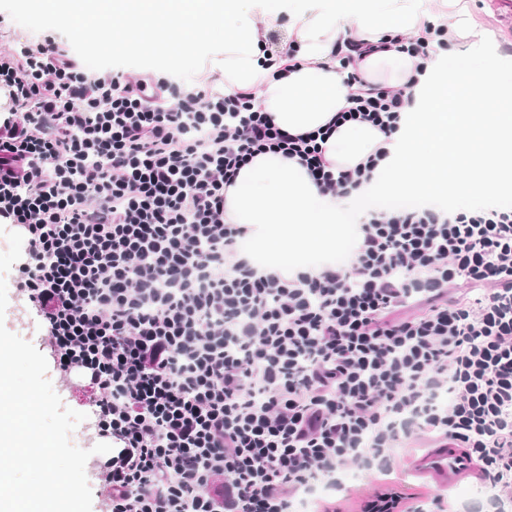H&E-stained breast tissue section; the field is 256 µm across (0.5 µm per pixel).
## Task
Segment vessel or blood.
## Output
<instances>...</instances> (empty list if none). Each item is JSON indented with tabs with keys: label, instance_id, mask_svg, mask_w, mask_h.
<instances>
[{
	"label": "vessel or blood",
	"instance_id": "obj_1",
	"mask_svg": "<svg viewBox=\"0 0 512 512\" xmlns=\"http://www.w3.org/2000/svg\"><path fill=\"white\" fill-rule=\"evenodd\" d=\"M410 468L438 490L447 489L478 472L477 465L469 459L465 449L448 443L413 457Z\"/></svg>",
	"mask_w": 512,
	"mask_h": 512
}]
</instances>
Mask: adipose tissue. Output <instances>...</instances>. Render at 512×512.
I'll list each match as a JSON object with an SVG mask.
<instances>
[{
  "instance_id": "1",
  "label": "adipose tissue",
  "mask_w": 512,
  "mask_h": 512,
  "mask_svg": "<svg viewBox=\"0 0 512 512\" xmlns=\"http://www.w3.org/2000/svg\"><path fill=\"white\" fill-rule=\"evenodd\" d=\"M263 2L269 17L285 11L291 18L299 67L284 78L259 64L261 34L248 17L249 0H54L39 22L45 30H65L81 14L102 19V38L119 53L134 38L158 35L188 49L203 26L225 21V93L257 88L262 111L291 135L316 130L347 107L345 38L376 43L415 35L426 19L447 26L449 38L460 35L437 0H321L314 13L297 0ZM415 64L394 47L367 56L358 68L368 82L396 86L415 75ZM417 77L414 101L394 134L356 122L328 139L326 157L338 168L385 149L371 180L349 197L322 193L304 167L276 154L241 169L224 190L225 218L250 225L244 251L255 263L288 275L307 268L305 254L333 258L351 213L391 214L407 198H443L458 211L492 195L512 206V58L481 38L464 55L437 50Z\"/></svg>"
}]
</instances>
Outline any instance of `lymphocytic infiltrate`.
<instances>
[{"label":"lymphocytic infiltrate","instance_id":"lymphocytic-infiltrate-1","mask_svg":"<svg viewBox=\"0 0 512 512\" xmlns=\"http://www.w3.org/2000/svg\"><path fill=\"white\" fill-rule=\"evenodd\" d=\"M415 84L370 85L333 127L391 134ZM0 91L17 288L86 381L110 512H294L428 436L512 501V209L371 214L345 263L287 277L245 255L224 190L274 153L348 196L379 159L332 171L333 127L285 133L252 88L94 71L51 34L0 51Z\"/></svg>","mask_w":512,"mask_h":512}]
</instances>
